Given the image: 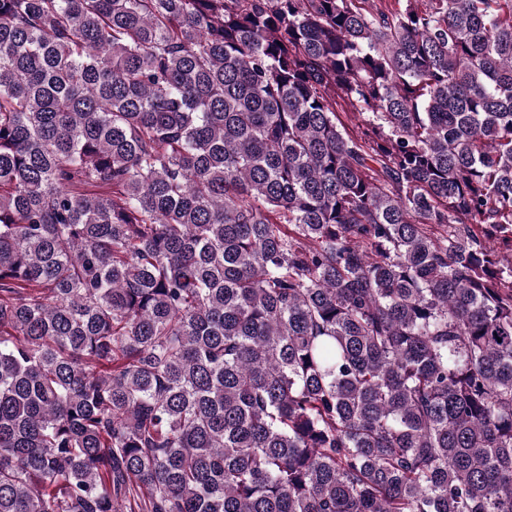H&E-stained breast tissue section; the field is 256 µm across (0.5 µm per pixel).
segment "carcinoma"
Masks as SVG:
<instances>
[{"label":"carcinoma","instance_id":"cac0c4a2","mask_svg":"<svg viewBox=\"0 0 512 512\" xmlns=\"http://www.w3.org/2000/svg\"><path fill=\"white\" fill-rule=\"evenodd\" d=\"M397 3L0 0V512H512V0Z\"/></svg>","mask_w":512,"mask_h":512}]
</instances>
